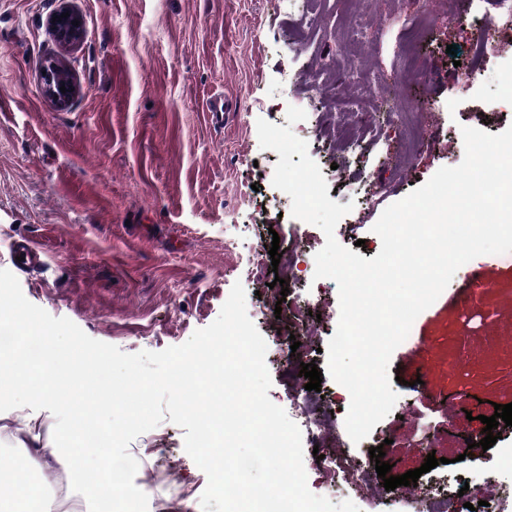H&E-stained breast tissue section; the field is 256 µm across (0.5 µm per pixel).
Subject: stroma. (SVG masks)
<instances>
[{
    "label": "stroma",
    "instance_id": "stroma-1",
    "mask_svg": "<svg viewBox=\"0 0 512 512\" xmlns=\"http://www.w3.org/2000/svg\"><path fill=\"white\" fill-rule=\"evenodd\" d=\"M414 2L385 0L361 40L351 30L366 0H297L291 14L278 0H0V269L28 301L126 353L185 343L240 281L247 314L273 349L283 328L268 299L275 275L255 286L244 270L275 243L280 254L302 253L286 302L318 314L313 361L322 391L346 416L351 396L329 376L325 352L339 320L338 285L314 276L326 238L292 217L289 195L273 186L280 156L261 148L257 121L291 126L319 167L345 170V183L327 190L353 206L335 237L374 258L365 244L382 212L462 162V127L498 134L512 126V102L497 92L512 80V55H472L487 34L473 10L491 11L492 0H431V32L415 60L426 85L400 89L395 49ZM64 4L83 24L70 47L48 26ZM457 59L479 69L472 83L459 80ZM51 60L77 86L63 108L45 92L41 67ZM299 74L321 88L300 104L305 120L291 124ZM403 97L428 148L401 165L404 126L385 108ZM22 238L40 248L37 266L14 261L11 246ZM388 373L398 399L364 442L346 443L354 464H368L370 446L380 445L399 476L436 453L443 463L422 473L420 497L461 474L475 502L492 485L512 484V427L499 424L501 439L478 446L482 417L512 403V264L487 254L461 266L416 318ZM54 426L46 410L0 413V462L27 470L46 512H60L56 484L69 477ZM184 434L165 420L129 446L134 456L160 455L170 472L166 487L137 472L148 512H183V486L208 484ZM468 440L475 448L465 449Z\"/></svg>",
    "mask_w": 512,
    "mask_h": 512
}]
</instances>
